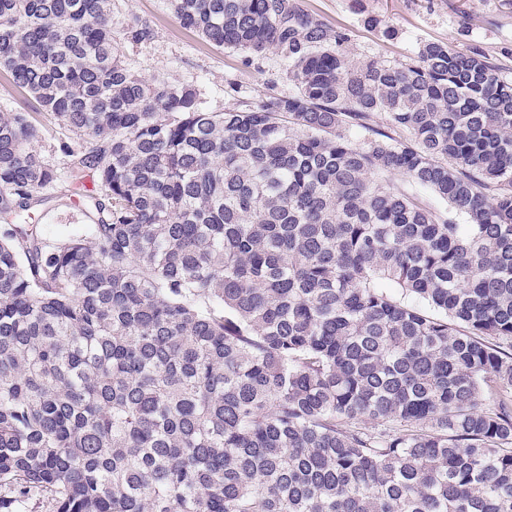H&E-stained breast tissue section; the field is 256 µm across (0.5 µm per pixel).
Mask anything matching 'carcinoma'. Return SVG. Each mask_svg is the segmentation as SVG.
<instances>
[{
	"instance_id": "1",
	"label": "carcinoma",
	"mask_w": 512,
	"mask_h": 512,
	"mask_svg": "<svg viewBox=\"0 0 512 512\" xmlns=\"http://www.w3.org/2000/svg\"><path fill=\"white\" fill-rule=\"evenodd\" d=\"M297 91L147 80L112 0H0V512H512V80L300 0H169ZM92 173V188L83 182ZM400 174L446 205L421 204ZM89 219L27 221L62 180ZM36 103L28 91L16 86L7 72L0 71V112H29L37 116Z\"/></svg>"
}]
</instances>
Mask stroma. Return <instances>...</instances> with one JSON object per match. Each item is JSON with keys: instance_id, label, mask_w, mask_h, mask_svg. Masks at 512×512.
<instances>
[{"instance_id": "obj_1", "label": "stroma", "mask_w": 512, "mask_h": 512, "mask_svg": "<svg viewBox=\"0 0 512 512\" xmlns=\"http://www.w3.org/2000/svg\"><path fill=\"white\" fill-rule=\"evenodd\" d=\"M310 13L331 25L350 28L353 47L362 55L401 59L424 40L477 46L497 53L503 77L512 79V0H301ZM378 15L399 31L388 40L366 30L363 19ZM112 16L121 25L147 23L150 41L123 47L126 61L148 79L200 83L214 109L254 102L274 91L288 94L289 81L274 52L249 59L244 53L218 48L175 18L165 0H112ZM33 222L56 232L60 225L78 228L67 185H59L45 204L31 213Z\"/></svg>"}]
</instances>
